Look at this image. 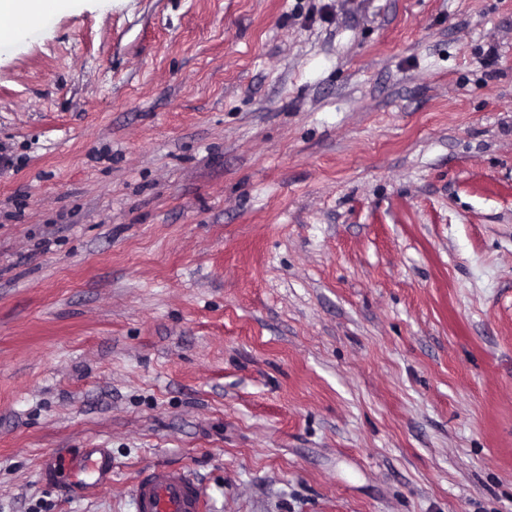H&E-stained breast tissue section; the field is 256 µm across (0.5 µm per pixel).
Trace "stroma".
Instances as JSON below:
<instances>
[{
  "mask_svg": "<svg viewBox=\"0 0 512 512\" xmlns=\"http://www.w3.org/2000/svg\"><path fill=\"white\" fill-rule=\"evenodd\" d=\"M0 54V512H512V0H73ZM106 448L80 494L64 453ZM135 512H206L204 492L182 470L154 467L144 471L134 490Z\"/></svg>",
  "mask_w": 512,
  "mask_h": 512,
  "instance_id": "stroma-1",
  "label": "stroma"
}]
</instances>
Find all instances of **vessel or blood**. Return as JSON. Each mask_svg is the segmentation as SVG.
Listing matches in <instances>:
<instances>
[{
  "label": "vessel or blood",
  "instance_id": "obj_1",
  "mask_svg": "<svg viewBox=\"0 0 512 512\" xmlns=\"http://www.w3.org/2000/svg\"><path fill=\"white\" fill-rule=\"evenodd\" d=\"M68 473L74 487L89 490L112 483V456L101 448L81 449L70 460ZM136 512H206L201 486L181 469L154 467L144 471L134 490Z\"/></svg>",
  "mask_w": 512,
  "mask_h": 512
}]
</instances>
